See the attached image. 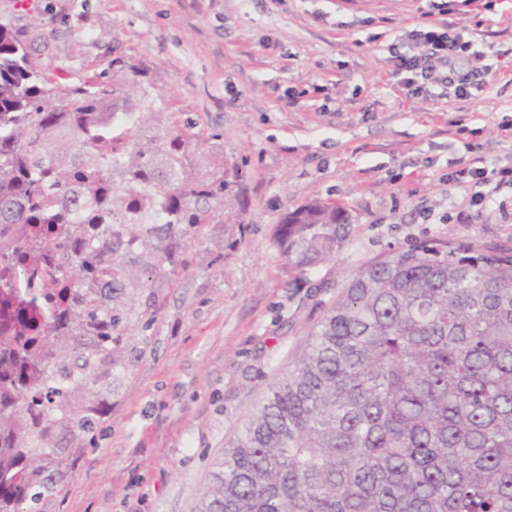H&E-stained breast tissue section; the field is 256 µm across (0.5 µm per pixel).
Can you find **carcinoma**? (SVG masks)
Wrapping results in <instances>:
<instances>
[{
	"label": "carcinoma",
	"mask_w": 512,
	"mask_h": 512,
	"mask_svg": "<svg viewBox=\"0 0 512 512\" xmlns=\"http://www.w3.org/2000/svg\"><path fill=\"white\" fill-rule=\"evenodd\" d=\"M35 41L0 23V263L26 261L29 224L54 259L24 290L0 276V512H38L71 464L54 429L91 433L67 393L112 359L109 306L131 278L117 250L224 217L231 182L185 169L179 125L143 133L164 102L135 81L66 83L33 64ZM132 118L118 124L114 114ZM349 217L311 201L273 243L301 279ZM91 338L72 368V337ZM199 512H512V256L413 247L349 279L288 369L224 443Z\"/></svg>",
	"instance_id": "1"
}]
</instances>
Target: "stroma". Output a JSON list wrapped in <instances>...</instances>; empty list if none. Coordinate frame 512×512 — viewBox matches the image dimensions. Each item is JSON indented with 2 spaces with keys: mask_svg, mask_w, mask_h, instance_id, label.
Masks as SVG:
<instances>
[{
  "mask_svg": "<svg viewBox=\"0 0 512 512\" xmlns=\"http://www.w3.org/2000/svg\"><path fill=\"white\" fill-rule=\"evenodd\" d=\"M5 21L69 82H146L168 105L151 129L201 135L186 169L235 191L229 220L176 229L178 267L145 232L119 248L134 277L112 302V365L74 391L101 407L94 437L58 430L73 470L42 512H196L225 440L359 267L448 241L512 256V183L477 206L460 175L512 168V0H0ZM442 24L483 52L486 86L407 97L389 58ZM315 198L350 222L296 282L273 230Z\"/></svg>",
  "mask_w": 512,
  "mask_h": 512,
  "instance_id": "stroma-1",
  "label": "stroma"
}]
</instances>
